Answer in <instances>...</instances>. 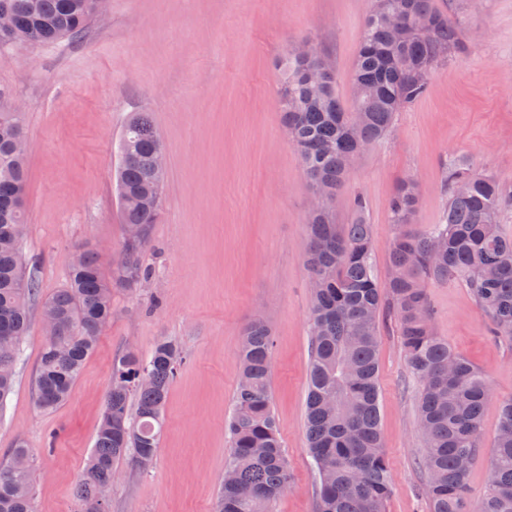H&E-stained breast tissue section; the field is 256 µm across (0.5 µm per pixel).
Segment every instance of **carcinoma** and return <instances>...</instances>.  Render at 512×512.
I'll return each instance as SVG.
<instances>
[{"label":"carcinoma","mask_w":512,"mask_h":512,"mask_svg":"<svg viewBox=\"0 0 512 512\" xmlns=\"http://www.w3.org/2000/svg\"><path fill=\"white\" fill-rule=\"evenodd\" d=\"M97 0H0V13L21 20L14 37L37 44L79 41ZM454 0L448 12L433 0H371L356 53L352 98L344 103L328 61L315 49L294 48L283 64L278 100L288 138L321 207L310 212L305 264L319 287L311 294V352L306 398L308 452L317 473L315 512H385L391 493L380 429L379 314L389 305L411 371L421 380L418 423L426 443L425 493L430 512H512V398L501 402L499 426L485 453L483 414L489 396L484 376L435 336L426 288L450 279L471 291L492 335L512 339V238L499 231L512 207V190L493 174L451 158L444 163L447 193L442 223L414 226L418 182L401 180L389 204L398 228L390 248L391 272L380 286L370 261V225L358 218L335 223L329 204L343 186L350 159L384 137L398 112L428 89L429 75L465 51ZM22 131L18 113L0 107V201L25 195V155L14 148ZM163 142L146 112L124 126L116 192L125 237L107 277L99 256L83 249L79 265L44 305L60 321L41 351L35 403L51 411L69 397L84 363L112 318V287L135 291L152 276L142 253L160 217L165 173L155 168ZM25 209L14 214V242L0 246V407L14 385V370L29 326L27 302L37 292L20 250ZM273 339L258 319L239 343L240 374L228 420L234 480L222 483L216 512H275L288 487V461L272 405ZM179 345L159 340L142 356L133 349L113 364L112 383L94 446L77 483L81 512L112 486L121 461L146 470L157 453L168 389L182 364ZM489 455L490 479L474 500L463 460ZM32 451L20 441L0 464V512H35Z\"/></svg>","instance_id":"1"}]
</instances>
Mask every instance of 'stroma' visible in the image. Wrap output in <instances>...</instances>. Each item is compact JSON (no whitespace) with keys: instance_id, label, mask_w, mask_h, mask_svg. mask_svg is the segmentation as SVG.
<instances>
[{"instance_id":"stroma-1","label":"stroma","mask_w":512,"mask_h":512,"mask_svg":"<svg viewBox=\"0 0 512 512\" xmlns=\"http://www.w3.org/2000/svg\"><path fill=\"white\" fill-rule=\"evenodd\" d=\"M465 53L435 67L427 93L350 168L330 209L337 223L366 201L372 263L389 275L398 182L421 186L419 228L440 223L442 165L467 160L512 187V0H464ZM370 0H109L80 41L17 52L0 47V98L19 112L26 142L27 223L21 251L37 281L31 327L0 410V463L17 440L34 458L36 512H78L74 488L94 445L115 359L175 340L185 364L169 387L156 459L119 464L108 512H214L229 456L226 425L239 377L238 346L256 319L272 329L273 410L289 484L276 512H314L317 476L306 449L311 293L304 262L312 194L283 129L280 63L308 43L326 57L343 99ZM150 113L165 148L162 214L143 253L156 271L137 291H112V320L65 403L34 402L46 339L43 305L68 276L76 245L103 267L125 228L114 174L123 125ZM433 330L485 376L483 438L512 397V342L494 338L461 282L427 290ZM379 404L392 491L386 512H427L419 383L389 312L379 316Z\"/></svg>"}]
</instances>
